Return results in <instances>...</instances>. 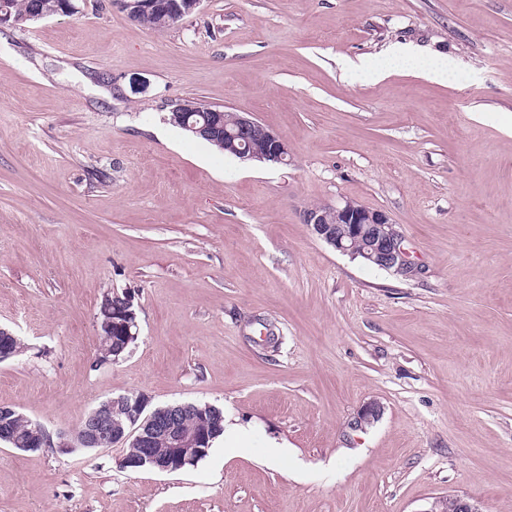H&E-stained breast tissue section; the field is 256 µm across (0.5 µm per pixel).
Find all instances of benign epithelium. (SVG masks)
Instances as JSON below:
<instances>
[{"label":"benign epithelium","mask_w":512,"mask_h":512,"mask_svg":"<svg viewBox=\"0 0 512 512\" xmlns=\"http://www.w3.org/2000/svg\"><path fill=\"white\" fill-rule=\"evenodd\" d=\"M203 0H170L160 4L158 0H140L139 3H125L130 8H153L163 6L171 15L182 18L195 13ZM209 115L200 127L189 125L198 133L206 131L216 136L220 118L218 109L208 106ZM258 137L265 141L266 151L256 155L250 151V142ZM224 149L244 160H258L282 163L288 157L287 142L274 133L250 112H240L236 116L234 130L224 131ZM303 223L312 227L313 233L336 250L354 258L362 257L365 262L380 269L407 273L411 262L403 246L402 238L389 218L381 211L365 207L357 202L345 201L327 205L320 209L310 208L303 212ZM119 312L105 309L103 320L97 322L99 332L107 338L119 333L128 342L137 338L138 323L131 296H126L120 304ZM148 400L143 396L131 399L120 395L112 397L93 410L72 434L60 433L52 440L46 429L40 425L33 427L25 440L18 439L13 429L11 415L13 409L0 408V442L26 445L35 448H95L104 450L117 443L130 441V446L138 449L133 456L121 460L123 468L136 471L149 468L161 472H176L187 464L204 456L214 439L210 432L206 415H201L194 426L181 423L182 411L186 404L171 405L164 412L147 410ZM164 447H158V444Z\"/></svg>","instance_id":"7a95c632"}]
</instances>
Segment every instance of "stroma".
Here are the masks:
<instances>
[{
    "label": "stroma",
    "instance_id": "obj_1",
    "mask_svg": "<svg viewBox=\"0 0 512 512\" xmlns=\"http://www.w3.org/2000/svg\"><path fill=\"white\" fill-rule=\"evenodd\" d=\"M78 5L0 28V327L24 345L0 406L55 434L117 395L210 404L252 441L174 473L0 444V512H512V0H203L161 31ZM396 43L452 79L342 68ZM191 98L253 113L288 164L172 126ZM345 200L414 274L304 224ZM109 291L139 333L99 365Z\"/></svg>",
    "mask_w": 512,
    "mask_h": 512
}]
</instances>
